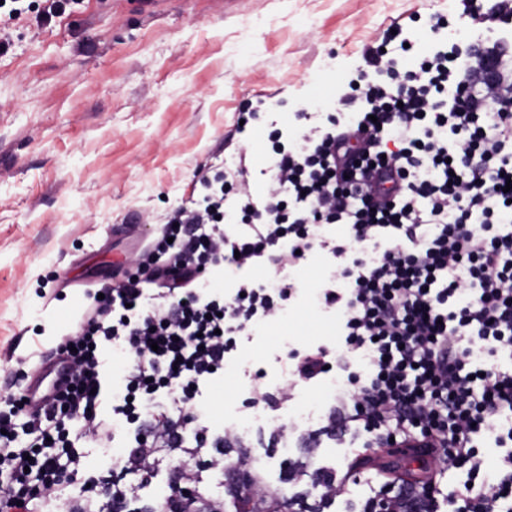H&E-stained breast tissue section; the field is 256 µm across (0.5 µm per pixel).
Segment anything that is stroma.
<instances>
[{
  "label": "stroma",
  "mask_w": 512,
  "mask_h": 512,
  "mask_svg": "<svg viewBox=\"0 0 512 512\" xmlns=\"http://www.w3.org/2000/svg\"><path fill=\"white\" fill-rule=\"evenodd\" d=\"M9 22L0 53V396L24 386L128 258L196 197L194 173L270 159L272 125L330 112L363 43L394 23L446 12V0H44ZM265 100L273 117L237 131ZM332 255L290 270V304L243 337L199 398L245 414L243 382L286 372L294 349L340 347L325 311Z\"/></svg>",
  "instance_id": "obj_1"
}]
</instances>
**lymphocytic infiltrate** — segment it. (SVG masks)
<instances>
[{"instance_id": "f902f5d3", "label": "lymphocytic infiltrate", "mask_w": 512, "mask_h": 512, "mask_svg": "<svg viewBox=\"0 0 512 512\" xmlns=\"http://www.w3.org/2000/svg\"><path fill=\"white\" fill-rule=\"evenodd\" d=\"M471 28L496 25L465 62L444 39L447 16L429 18V39L405 30L364 44V68L327 122L273 132L275 173L261 196L245 195L238 163L220 183L197 171L195 206H179L139 269L104 288L57 348L70 377L50 408L22 395L0 404V512H224L249 497L253 512H324L360 466L378 464L356 512H512V0H459ZM495 86L489 99L486 86ZM234 208L243 232L224 227ZM344 224L370 257L347 256L322 234ZM322 249L340 258L343 288L323 291L341 317L344 351H293V383L311 385L334 366L347 389L320 435L288 463L296 493L281 499L259 465L235 453L232 434L198 414L201 385L224 373L242 336L293 294L286 265ZM265 264L264 281L242 278L232 297L205 287L206 271ZM121 351V394L107 403L106 355ZM128 427L107 476L87 478L89 447L109 448ZM366 432L361 456L312 468L319 436ZM502 453L485 466L484 439ZM398 445L438 466L399 474L378 451ZM465 482L443 485L447 468ZM191 484L223 477L221 496L144 498L161 471Z\"/></svg>"}]
</instances>
